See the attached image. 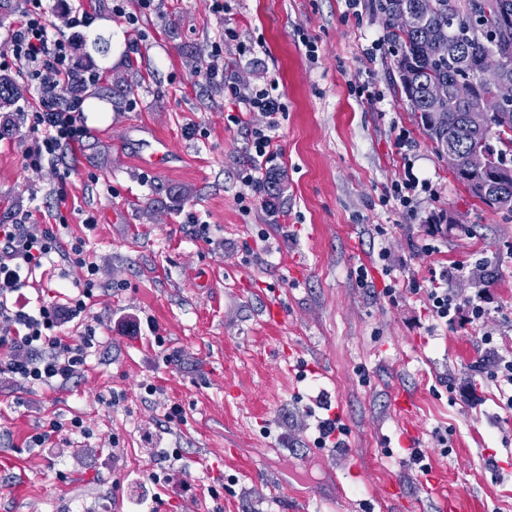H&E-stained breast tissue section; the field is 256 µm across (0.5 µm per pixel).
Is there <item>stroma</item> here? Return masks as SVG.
Segmentation results:
<instances>
[{
	"instance_id": "stroma-1",
	"label": "stroma",
	"mask_w": 512,
	"mask_h": 512,
	"mask_svg": "<svg viewBox=\"0 0 512 512\" xmlns=\"http://www.w3.org/2000/svg\"><path fill=\"white\" fill-rule=\"evenodd\" d=\"M66 2L93 16L77 66L113 29L125 49L92 63L89 134L68 152L66 182L26 169L24 127L0 139V222L53 209L63 246L85 240L97 286L63 332L91 326L96 340L66 384L0 376V512H440L415 450L461 492L460 512H512V409L483 340L512 355V213L472 197L427 139L372 0H228L223 16L210 0H125L121 14L111 0ZM218 41L228 86L198 73ZM269 85L281 154L260 195L277 210L245 212L247 130L227 115ZM154 134L170 148L162 169L139 156ZM407 159L430 191L381 205ZM443 271L450 294L485 298V324L464 313L435 325L424 289ZM274 302L283 320L270 325ZM134 315L154 331H128ZM397 392L412 416L395 412ZM329 412L343 447L314 444ZM53 421L61 432L38 447ZM388 484L398 497L382 496Z\"/></svg>"
}]
</instances>
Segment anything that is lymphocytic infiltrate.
I'll list each match as a JSON object with an SVG mask.
<instances>
[{"label": "lymphocytic infiltrate", "instance_id": "f902f5d3", "mask_svg": "<svg viewBox=\"0 0 512 512\" xmlns=\"http://www.w3.org/2000/svg\"><path fill=\"white\" fill-rule=\"evenodd\" d=\"M0 63L14 67L38 95V109L26 115L27 130L36 139L25 153V166L42 171L87 137L82 104L98 75L75 66L72 40L50 22L43 0H26L22 21L0 44ZM64 86L71 93L58 98ZM245 151L251 164L242 181L254 188L261 184L260 174L268 163L278 158L280 148L266 127L256 125L251 127ZM58 254L64 255L69 267L82 272L72 281L77 295L64 304L45 299L31 303L25 290L33 275L54 266ZM95 274L84 241L75 240L68 252H61L53 224H33L25 216L0 224V373L31 386H50L66 383L83 371L95 335L88 332L72 338L63 335L62 326L67 317L86 311Z\"/></svg>", "mask_w": 512, "mask_h": 512}]
</instances>
